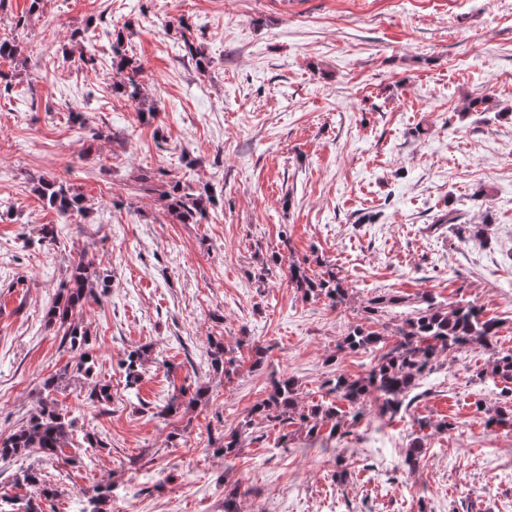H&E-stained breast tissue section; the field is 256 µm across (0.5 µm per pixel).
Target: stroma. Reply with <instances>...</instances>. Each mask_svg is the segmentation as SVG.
Returning a JSON list of instances; mask_svg holds the SVG:
<instances>
[{
	"instance_id": "1",
	"label": "stroma",
	"mask_w": 512,
	"mask_h": 512,
	"mask_svg": "<svg viewBox=\"0 0 512 512\" xmlns=\"http://www.w3.org/2000/svg\"><path fill=\"white\" fill-rule=\"evenodd\" d=\"M29 4L0 0V38L21 49L0 58V438L58 375V409L103 445L74 439L67 465L0 460V495L23 499L15 480L34 467L57 490L43 512H86L102 486L107 512H224L229 495L235 512H512V428L486 424L506 402L490 365L512 349V0ZM127 25L153 118L112 91L110 33ZM482 97L487 110H468ZM42 176L86 211L45 207ZM175 180L216 190L205 223L166 213L157 191ZM447 212L484 234L458 239L436 221ZM275 252L282 265L258 283ZM82 254L111 276L83 308L89 379L65 372L72 354L47 316ZM292 263L333 268L346 303L304 295ZM425 293L481 306L495 342L440 354L407 410L368 403L340 438L252 417L272 378L290 377L308 408L334 375H365L379 353L346 348L350 330L394 341ZM214 339L237 360L231 377L211 366ZM137 348L148 359L131 390L122 361ZM95 380L111 387L102 410ZM185 388L201 399L163 415ZM231 432L227 461L209 441Z\"/></svg>"
}]
</instances>
